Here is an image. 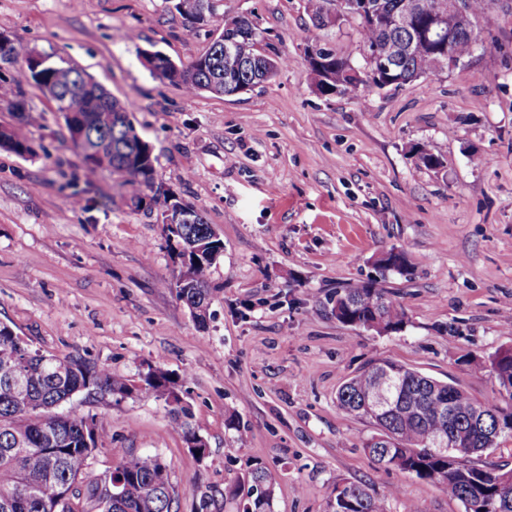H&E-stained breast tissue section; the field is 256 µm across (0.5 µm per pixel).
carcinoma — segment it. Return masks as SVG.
<instances>
[{"instance_id": "obj_1", "label": "carcinoma", "mask_w": 512, "mask_h": 512, "mask_svg": "<svg viewBox=\"0 0 512 512\" xmlns=\"http://www.w3.org/2000/svg\"><path fill=\"white\" fill-rule=\"evenodd\" d=\"M495 0H464L467 23L492 8ZM184 17L203 21L216 16L213 0H175ZM245 18L217 25L215 31L233 41V52L210 45L189 67L169 58L146 59L151 75L180 85L189 96L202 92L229 93V87L267 83L284 65L260 58L258 30L244 31ZM363 50L369 67L397 55L402 43L413 44L411 55L393 62L391 82L397 88L442 69V57L432 55L423 42L412 43L409 33L380 29L360 21ZM35 49L6 39L0 43V62H24L26 78L55 100L75 149L87 166L106 168L138 191L150 188L155 168L150 147L141 140L131 119L130 106L113 98L99 83L84 89L85 73L61 56L40 64ZM350 57L335 54L321 67L309 65L315 85L331 95L356 93L365 82L349 74ZM0 148L19 156L34 154L28 139L13 128L0 126ZM164 232L182 261L175 282L176 298L203 325L214 289L211 272L224 243L213 238L211 226L165 224ZM331 314L344 324H374L378 333H394L407 323L404 307L380 281L350 284L329 298ZM8 361L21 375L22 390L0 373V512H172L174 488L168 467L158 455L125 453L114 466L110 481L115 495H102L97 481L88 479L89 460L106 431L98 422L76 411H61L73 397L108 392L121 400L134 393L162 400L185 443L200 435L181 385L168 372L150 369L137 384L85 360L44 354L30 348L11 326L0 323V364ZM500 387L512 385V349L491 362ZM340 409L375 427L363 447L378 465L414 474L436 483L464 512H512V482L502 476L506 464L480 465L473 455L498 447L512 438V407L473 400L464 390L425 376L404 365L382 360L371 363L338 390ZM251 496L243 512H273L274 483L270 472H249ZM328 512H387L385 499L359 483L334 489Z\"/></svg>"}]
</instances>
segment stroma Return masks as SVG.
Here are the masks:
<instances>
[{"mask_svg":"<svg viewBox=\"0 0 512 512\" xmlns=\"http://www.w3.org/2000/svg\"><path fill=\"white\" fill-rule=\"evenodd\" d=\"M216 13L250 17L260 50L286 59L272 81L189 97L153 78L142 51L186 67L213 39L171 0H0V34L64 56L130 102L157 186L224 242L201 326L171 288L181 263L150 190L88 169L24 64H0L43 115L21 123L0 99V125L35 150L0 148V322L46 354L134 381L151 367L183 379L209 456L188 451L163 401L80 395L72 408L109 422L89 477L123 453L157 454L176 512H195L203 492L211 512H242L256 465L276 479L274 512H327L347 481L380 496L399 486L388 512H463L433 482L375 464L362 447L373 426L336 392L383 359L478 402H512L470 364L512 349V0L479 18L464 67L353 95L319 94L304 52L320 40L365 68L357 19L316 28L306 0H217ZM416 143L444 168L419 165ZM394 248L411 262L385 282L406 327L381 335L331 317L327 295L377 276Z\"/></svg>","mask_w":512,"mask_h":512,"instance_id":"1","label":"stroma"}]
</instances>
